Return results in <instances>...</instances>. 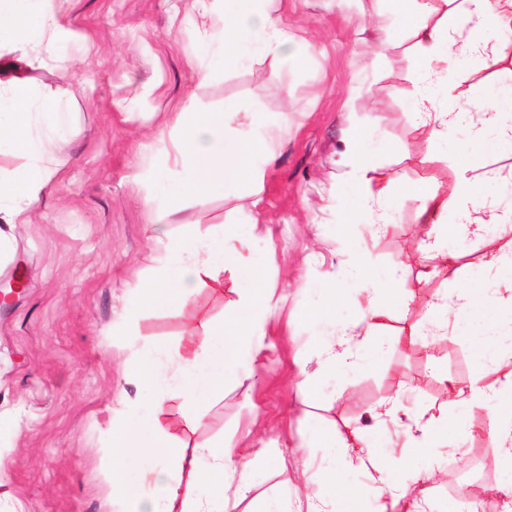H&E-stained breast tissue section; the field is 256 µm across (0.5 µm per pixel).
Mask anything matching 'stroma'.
<instances>
[{
    "label": "stroma",
    "mask_w": 512,
    "mask_h": 512,
    "mask_svg": "<svg viewBox=\"0 0 512 512\" xmlns=\"http://www.w3.org/2000/svg\"><path fill=\"white\" fill-rule=\"evenodd\" d=\"M269 10L293 36L288 51L246 65L225 61L204 84L192 67L196 30L187 0H70L69 40L54 58L30 59L34 82L68 99L75 134L48 154L59 183L29 223L17 226L10 252L0 257V282L19 276L25 283L18 302L0 311V413L12 420L0 429V512H110L112 411L122 397L139 393L123 374L133 340L119 330L155 253L154 214L141 200L157 174L174 165L168 129L190 98L207 112L237 102L238 130L276 136L257 199L228 185L171 218L178 231L220 226L247 238L252 268L286 296L268 321L262 353L240 358L224 376L223 393L207 401L201 424L179 431L190 447L224 438L248 462L250 490L229 500L226 512H274L309 495L337 501L340 512H372L376 492L343 452L335 454V472L311 483L304 477L308 460L326 454L310 440L358 428L394 458L388 484L407 490L423 512H466L470 502L466 491L429 480L432 470L452 461L468 474L489 460L486 512H508L493 489L512 486V466L495 463L487 440L467 433L486 420L487 409L457 407L429 448L407 454L400 428L390 421L377 427L369 418L390 399L410 411L442 401L439 371L462 386L470 381L471 322H461L458 333H438L427 315L432 296L457 282L433 278L406 303L385 281L394 264L414 274L424 264L406 244L418 219L402 188L431 180L447 194L455 176L450 158L499 167L498 137L486 133L490 155L483 159L463 128L429 152L412 123L415 66L395 0H270ZM481 42L500 48L503 62L486 67L478 52L451 60L473 112L512 91V32L489 28ZM300 53L308 56L302 66L294 62ZM372 112L380 121L364 153L374 180L388 189L392 216L388 231L376 236L372 214L358 211L350 190L343 137ZM360 252L382 285L377 301L389 311V327L362 350L370 367L337 377L334 389L303 405L296 383L319 367V329L298 313L312 305L335 311L338 323L356 320L367 305L357 293ZM233 298L229 290L200 289L182 308L148 310L138 332L187 340L221 321ZM413 326L423 338L404 346L398 336ZM348 488L354 496H345Z\"/></svg>",
    "instance_id": "obj_1"
}]
</instances>
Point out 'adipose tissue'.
<instances>
[{
	"label": "adipose tissue",
	"instance_id": "1",
	"mask_svg": "<svg viewBox=\"0 0 512 512\" xmlns=\"http://www.w3.org/2000/svg\"><path fill=\"white\" fill-rule=\"evenodd\" d=\"M265 2L191 0L200 27L195 48L198 82H207L221 60L240 62L256 51L276 55L288 48L292 38L266 11ZM66 3L0 0V154L24 159L22 166L0 175V247L10 243L15 226L27 223L29 213L55 186L57 171L47 164L46 156L69 132L67 100L40 91L10 51L21 47L42 58L53 57L69 35ZM399 20L411 31L410 54L418 81L409 96L429 149H436L463 125L471 130L477 149H484L483 133L488 129L497 131L502 147L511 148L512 102H495L483 111L469 112L461 79L443 68L442 62L445 56L477 49L486 28L512 30V0H455L444 10L425 0L422 11L402 9ZM434 83L446 86L447 108H433L428 88ZM237 111L231 101L225 102L220 112H203L190 102L176 116L177 169L160 175L153 195L143 200L144 206L154 208L156 198L165 197L170 206L157 211L150 226L159 254L152 277L137 286L135 303L127 313L130 327H137L145 310L155 305L183 306L202 288L223 292L225 277H239L249 264L246 239L227 240L220 227L205 234L178 236L170 224L172 214L186 201L212 193L214 187L259 184L260 162L274 158L272 138L233 132L229 122ZM478 183L511 187L512 166L480 172L461 165L447 196H440L431 181L407 195L408 200L417 202L422 217L416 247L433 261L421 272V279L444 272L460 278L459 256L443 250L444 238L455 237L464 245L482 237L487 225L500 228L493 248L480 257L494 280L493 287L454 288L432 301L436 325L446 330L455 329L463 317L484 319L498 310L512 309V276L502 275L512 267V207H499L475 194ZM450 210L458 214V223H443V215ZM253 279V287L240 289L234 306L225 312V324L235 329L234 341H225L223 326H219L204 329L201 336L183 344L145 338L133 349L128 376L142 394L122 399L121 409L112 418L114 428L124 434L112 444V500L119 504V512H224L229 498L248 492L246 464L238 460L234 445L220 440L184 451L166 406L170 400H179L184 423L199 424L205 417L203 400L223 389L225 374L235 370L242 355L262 350L266 318L281 296L261 273H254ZM300 317L306 323L324 326L320 375L306 377L299 386L305 401L319 395L322 380L355 365L356 349L379 335L388 319L374 306L350 325H336L313 306L303 307ZM504 339L495 325L487 333L469 336L476 371L465 387L441 376L445 403L408 413L394 402L371 412V420L379 423L391 418L403 430L404 447L425 448L436 425L448 419L457 405L485 407L488 421L476 433L496 448L498 460L512 461V409L500 406L501 401L512 399V349L505 347ZM490 369L496 376L489 382L485 373ZM342 444L352 462L367 472L376 486L375 512H403L405 491L384 486L388 460L364 441L361 432H353ZM133 457L143 467L140 476L131 480L126 476V463ZM203 479L212 485V492L200 491Z\"/></svg>",
	"mask_w": 512,
	"mask_h": 512
}]
</instances>
